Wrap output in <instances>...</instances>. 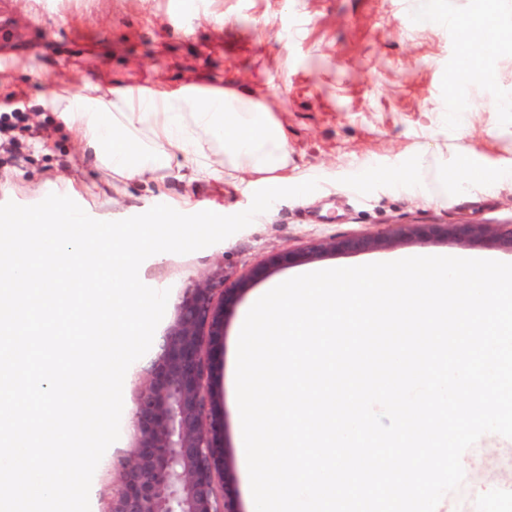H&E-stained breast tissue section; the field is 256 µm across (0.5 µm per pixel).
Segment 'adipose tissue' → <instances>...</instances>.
<instances>
[{"instance_id": "obj_1", "label": "adipose tissue", "mask_w": 512, "mask_h": 512, "mask_svg": "<svg viewBox=\"0 0 512 512\" xmlns=\"http://www.w3.org/2000/svg\"><path fill=\"white\" fill-rule=\"evenodd\" d=\"M468 23L474 31L467 45L471 63L461 68L459 78L465 83L494 82L490 63L512 47V31L504 28L492 4ZM487 30L497 37L495 48H488L482 38ZM63 114L77 123L85 146L104 155L113 172L128 179L156 180L176 163L216 180L241 171L283 189L290 183L284 127L262 100L233 87L208 94L189 87L155 96L132 92L113 100L76 94L68 97ZM119 120L134 129L148 127L166 146L164 158L131 154L127 140L114 132Z\"/></svg>"}]
</instances>
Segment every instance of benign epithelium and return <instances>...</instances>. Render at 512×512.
<instances>
[{"instance_id": "7a95c632", "label": "benign epithelium", "mask_w": 512, "mask_h": 512, "mask_svg": "<svg viewBox=\"0 0 512 512\" xmlns=\"http://www.w3.org/2000/svg\"><path fill=\"white\" fill-rule=\"evenodd\" d=\"M425 239L512 251V224L395 223L372 235L316 240L288 259L305 263L336 251L384 250ZM244 284L217 273L186 289L174 322L152 347L133 414L136 443L107 512H243L217 444L222 424L207 384L212 364L205 342L224 335V299Z\"/></svg>"}]
</instances>
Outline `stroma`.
<instances>
[{"label": "stroma", "mask_w": 512, "mask_h": 512, "mask_svg": "<svg viewBox=\"0 0 512 512\" xmlns=\"http://www.w3.org/2000/svg\"><path fill=\"white\" fill-rule=\"evenodd\" d=\"M475 0H444L446 20L430 0H197L188 13L176 0H0L10 27L0 42V114L26 113L13 154L0 147V203L33 205L56 193L79 200L94 219L117 221L165 204L184 214L248 209L254 176L218 182L172 167L158 181L126 180L84 149L76 126L60 118V97L146 87L205 91L225 82L262 95L288 136L289 176L318 180L311 194L276 201L227 239L178 255L156 254L140 266L141 281L169 290L162 318L170 323L185 289L216 270L251 274L230 299L224 336L209 343V386L224 417V453L243 512L250 481L238 429L235 351L239 325L274 282L305 264L272 257L310 242L381 231L392 223L479 224L512 220V185L491 194H459L448 205L393 189L418 174L431 190L465 177L457 164L474 157L483 173L512 164V112L483 102L512 97V55L496 63L490 85L453 83L464 52L451 19L471 15ZM434 140L442 157L418 166L416 147ZM451 241L405 244L397 251L342 252L330 267L388 261L393 253L455 254ZM144 360L128 369L120 437L105 452L90 489V512H105L119 488V469L134 445L132 416ZM465 479L451 492L449 512H469L475 485L498 487L512 474V439H479L463 454Z\"/></svg>", "instance_id": "obj_1"}]
</instances>
